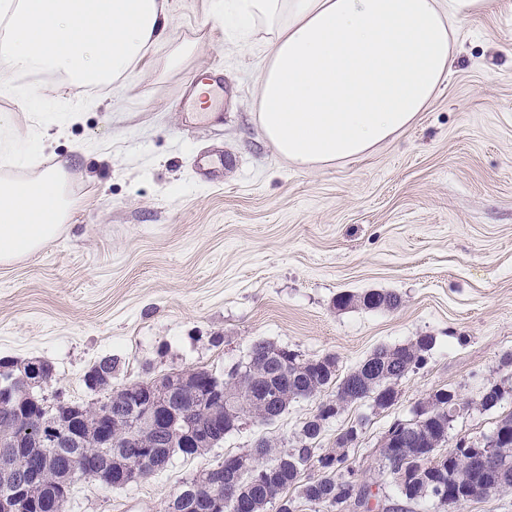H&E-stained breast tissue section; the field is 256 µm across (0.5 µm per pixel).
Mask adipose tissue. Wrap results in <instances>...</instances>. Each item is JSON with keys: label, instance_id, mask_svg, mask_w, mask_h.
Segmentation results:
<instances>
[{"label": "adipose tissue", "instance_id": "obj_1", "mask_svg": "<svg viewBox=\"0 0 512 512\" xmlns=\"http://www.w3.org/2000/svg\"><path fill=\"white\" fill-rule=\"evenodd\" d=\"M491 0H216L265 32L255 87L264 138L310 171L366 155L408 128L446 80L453 35ZM176 26L167 0H6L0 58L74 88L114 83ZM64 165L27 180L0 178V263L55 240L75 202Z\"/></svg>", "mask_w": 512, "mask_h": 512}]
</instances>
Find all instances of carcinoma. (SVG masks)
Segmentation results:
<instances>
[{
  "mask_svg": "<svg viewBox=\"0 0 512 512\" xmlns=\"http://www.w3.org/2000/svg\"><path fill=\"white\" fill-rule=\"evenodd\" d=\"M354 303L371 310L395 309L400 305V297L392 292L370 291L359 296L341 294L336 298L339 308ZM435 342V337L426 335L398 346H379L342 378L337 377L336 360L329 355L306 358L288 348L266 342L255 344L245 380L259 394L278 395L279 407L266 409L267 420L280 417L288 404L298 399L315 397L330 388L335 389V394L334 398L320 403L291 445H267L262 450L261 461L255 464L247 454L224 456L217 467L228 477L239 473L235 482L224 484V512H267L269 506L276 507V512H297L298 498L316 507V512H374L376 507L391 512V507L381 502L371 505L374 494L370 485L358 470L347 464L361 424L341 430L336 436V447L328 450L317 447V440L329 421L322 407L327 406L337 414L363 400L380 409L391 407L397 399V382L425 365L426 355ZM36 368L43 373L53 370L46 361L15 370L9 361L0 359V399L13 393L10 411L0 410V429L11 425L15 418L36 415L50 423L60 414L61 409L48 402L41 390L30 386ZM209 376L210 372L205 370L190 376L184 370L174 369L163 379L203 393L205 386L201 381ZM508 395H512V382L503 379L485 386L472 400L461 398L453 390L441 389L417 406L413 429L398 445L380 451L382 472L391 477L400 497L409 506L430 500L434 512H459L470 501L512 488V413L499 420L494 428L498 435L494 457L482 460L488 448L478 439L465 447V439L461 438L453 447L440 452L462 411L473 406L493 409ZM30 428L31 433L17 440L20 474L26 475L40 466L45 448H53L56 457L43 485L30 497L15 500L18 504L15 512H63L74 484V465L78 467L77 474L90 476L106 488H123L149 472L164 469L176 453L191 458L196 452L194 448L172 449L164 439L149 466L139 461L134 449L121 447L112 449V458L106 465L103 449L97 447L99 428L94 425L84 431L79 446L58 443L52 433L40 435L35 423ZM202 482L203 476L199 475L183 483L179 512H212L207 491L199 489Z\"/></svg>",
  "mask_w": 512,
  "mask_h": 512,
  "instance_id": "obj_1",
  "label": "carcinoma"
}]
</instances>
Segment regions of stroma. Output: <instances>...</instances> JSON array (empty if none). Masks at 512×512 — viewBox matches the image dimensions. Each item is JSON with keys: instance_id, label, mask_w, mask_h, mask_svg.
Masks as SVG:
<instances>
[{"instance_id": "35a3bbf8", "label": "stroma", "mask_w": 512, "mask_h": 512, "mask_svg": "<svg viewBox=\"0 0 512 512\" xmlns=\"http://www.w3.org/2000/svg\"><path fill=\"white\" fill-rule=\"evenodd\" d=\"M212 0H169L178 25L139 69L103 88L75 90L46 73L0 77L27 88L0 93L17 116L0 175L28 177L66 163L76 201L62 234L29 259L0 265V358L49 362V402L91 404L85 372L108 358L112 385L171 369L228 374L258 342L309 357L332 354L339 374L376 347L436 339L425 368L401 379L395 405L347 407L320 439L363 433L350 460L380 495L379 445L437 390L477 398L512 375V0H494L456 35L457 59L407 130L363 157L298 170L264 138L253 103L264 32L240 44L212 17ZM192 45L179 63L172 47ZM222 80L220 113L190 122L194 76ZM223 157L218 179L195 160ZM394 292L395 309L340 308L338 295ZM319 398L253 419L205 455L171 458L124 488L77 477L64 512H166L183 482L254 448L293 441ZM512 413L463 412L450 439L489 434Z\"/></svg>"}]
</instances>
